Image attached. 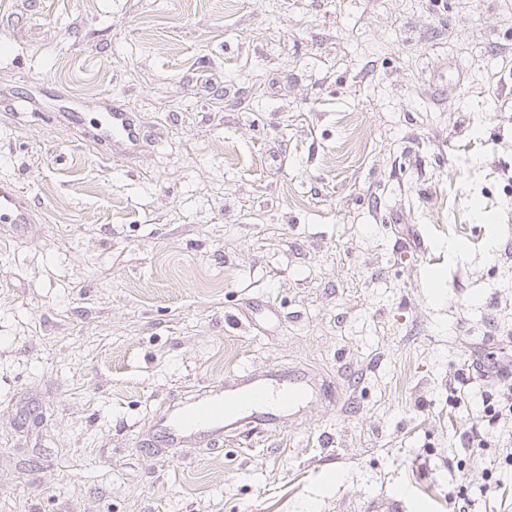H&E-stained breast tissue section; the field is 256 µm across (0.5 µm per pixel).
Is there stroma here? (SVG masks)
Here are the masks:
<instances>
[{
	"label": "stroma",
	"instance_id": "obj_1",
	"mask_svg": "<svg viewBox=\"0 0 512 512\" xmlns=\"http://www.w3.org/2000/svg\"><path fill=\"white\" fill-rule=\"evenodd\" d=\"M5 182L38 221L0 239V512H503L512 0H0ZM271 367L331 395L145 450ZM143 128L135 112L110 110L101 124L100 136L111 139L113 143H121L128 148L139 145ZM476 372H481L485 377H489V373L496 375L498 379L499 389L496 394L487 392L481 394L483 412H486L491 418H501L503 415L512 416V383L511 376L507 378L504 370H501L498 361L480 363L479 369Z\"/></svg>",
	"mask_w": 512,
	"mask_h": 512
}]
</instances>
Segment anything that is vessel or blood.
I'll return each instance as SVG.
<instances>
[{"label":"vessel or blood","instance_id":"1","mask_svg":"<svg viewBox=\"0 0 512 512\" xmlns=\"http://www.w3.org/2000/svg\"><path fill=\"white\" fill-rule=\"evenodd\" d=\"M102 138L133 148L143 128L135 113L107 112ZM35 208L28 195L12 184H0V223L19 230L35 223ZM314 390L303 373L274 368L264 375H244L216 391H201L177 400L156 423V444L174 448L188 440L220 446L229 427L255 429L277 422L282 412L312 400Z\"/></svg>","mask_w":512,"mask_h":512}]
</instances>
